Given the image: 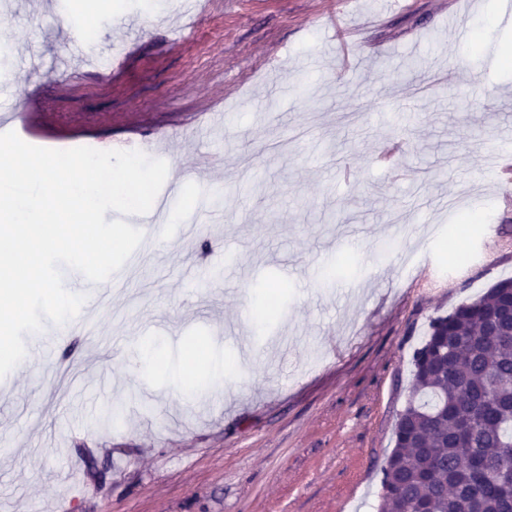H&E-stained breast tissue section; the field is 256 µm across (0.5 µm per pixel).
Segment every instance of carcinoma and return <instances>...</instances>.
Wrapping results in <instances>:
<instances>
[{"instance_id": "carcinoma-1", "label": "carcinoma", "mask_w": 512, "mask_h": 512, "mask_svg": "<svg viewBox=\"0 0 512 512\" xmlns=\"http://www.w3.org/2000/svg\"><path fill=\"white\" fill-rule=\"evenodd\" d=\"M413 366L386 512H512V278L433 318Z\"/></svg>"}]
</instances>
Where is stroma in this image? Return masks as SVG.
<instances>
[{"label": "stroma", "mask_w": 512, "mask_h": 512, "mask_svg": "<svg viewBox=\"0 0 512 512\" xmlns=\"http://www.w3.org/2000/svg\"><path fill=\"white\" fill-rule=\"evenodd\" d=\"M5 2L0 114L34 97L92 131L51 149L166 125L184 180L87 329L46 324L25 342L48 353L0 379V512H379L431 319L512 277V0H224L179 51L177 0ZM238 336L260 356L191 400L137 361L147 338L173 366L183 340L231 361Z\"/></svg>", "instance_id": "1"}]
</instances>
